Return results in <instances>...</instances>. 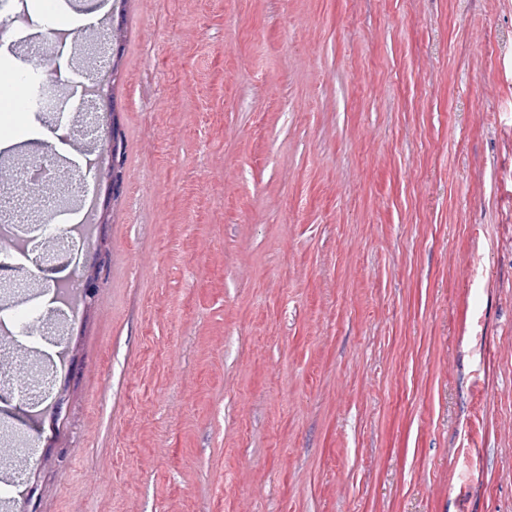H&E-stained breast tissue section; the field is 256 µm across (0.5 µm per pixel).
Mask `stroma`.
<instances>
[{
    "instance_id": "1",
    "label": "stroma",
    "mask_w": 512,
    "mask_h": 512,
    "mask_svg": "<svg viewBox=\"0 0 512 512\" xmlns=\"http://www.w3.org/2000/svg\"><path fill=\"white\" fill-rule=\"evenodd\" d=\"M99 2L52 19L125 30L98 294L44 403L0 397L36 512H512V0ZM45 36L0 67L58 119L0 100V161L105 200ZM77 269L17 254L0 288L39 278L44 310ZM109 139V152L111 153L112 168L110 172V179L112 180V193L115 191L114 184L119 179H122V168L124 164V151L123 141L120 132L112 122V135Z\"/></svg>"
}]
</instances>
